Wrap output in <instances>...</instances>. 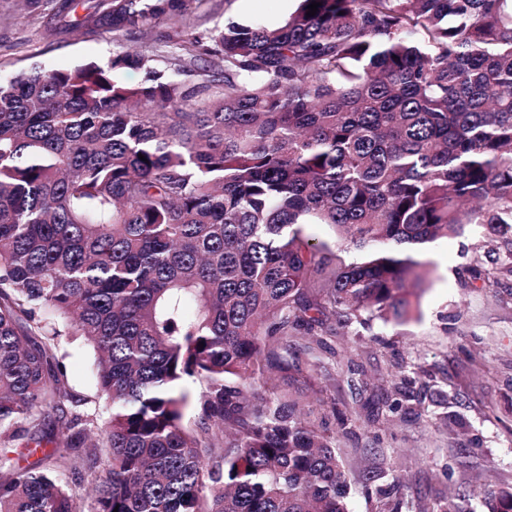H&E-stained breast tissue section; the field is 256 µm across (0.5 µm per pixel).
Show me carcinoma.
Segmentation results:
<instances>
[{"label": "carcinoma", "mask_w": 512, "mask_h": 512, "mask_svg": "<svg viewBox=\"0 0 512 512\" xmlns=\"http://www.w3.org/2000/svg\"><path fill=\"white\" fill-rule=\"evenodd\" d=\"M195 2L84 0L72 20L61 0L54 25L137 42L0 76V512H81L73 479L94 512H349L290 338L322 346L330 314L403 324L424 248L471 224L512 241V0H299L208 44ZM162 24L186 34L165 70ZM498 272L512 251L469 269ZM62 325L97 353L101 423Z\"/></svg>", "instance_id": "cac0c4a2"}]
</instances>
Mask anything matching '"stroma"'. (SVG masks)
I'll return each instance as SVG.
<instances>
[{"mask_svg":"<svg viewBox=\"0 0 512 512\" xmlns=\"http://www.w3.org/2000/svg\"><path fill=\"white\" fill-rule=\"evenodd\" d=\"M57 0H0V74L105 64L111 38L52 32ZM298 0H202L191 31L229 23L277 26ZM507 244L472 225L429 250L419 306L403 325L330 318L325 347L300 355L313 379L306 405L335 442L351 512H486L488 492L512 493V278L485 287L467 267ZM73 395L102 417L92 349L59 351Z\"/></svg>","mask_w":512,"mask_h":512,"instance_id":"stroma-1","label":"stroma"}]
</instances>
